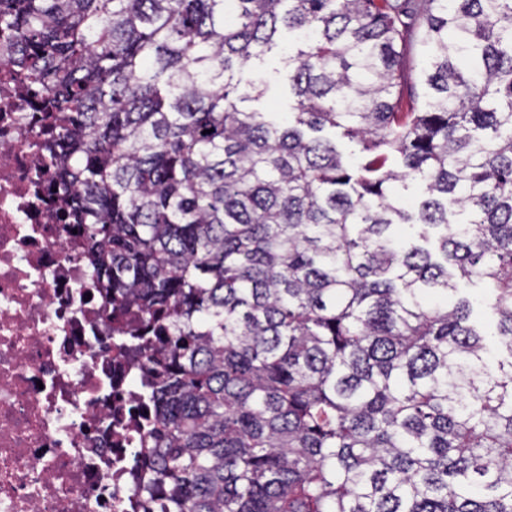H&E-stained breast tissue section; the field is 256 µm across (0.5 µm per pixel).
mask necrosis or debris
<instances>
[{"label":"necrosis or debris","instance_id":"obj_1","mask_svg":"<svg viewBox=\"0 0 512 512\" xmlns=\"http://www.w3.org/2000/svg\"><path fill=\"white\" fill-rule=\"evenodd\" d=\"M51 119L0 66V512H145L137 323L93 279L36 141Z\"/></svg>","mask_w":512,"mask_h":512}]
</instances>
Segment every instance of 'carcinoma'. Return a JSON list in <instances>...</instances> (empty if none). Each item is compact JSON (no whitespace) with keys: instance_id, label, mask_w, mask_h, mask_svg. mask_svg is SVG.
Instances as JSON below:
<instances>
[{"instance_id":"cac0c4a2","label":"carcinoma","mask_w":512,"mask_h":512,"mask_svg":"<svg viewBox=\"0 0 512 512\" xmlns=\"http://www.w3.org/2000/svg\"><path fill=\"white\" fill-rule=\"evenodd\" d=\"M1 33L140 323L149 502L512 512V0H0ZM277 52L284 120L242 108Z\"/></svg>"}]
</instances>
